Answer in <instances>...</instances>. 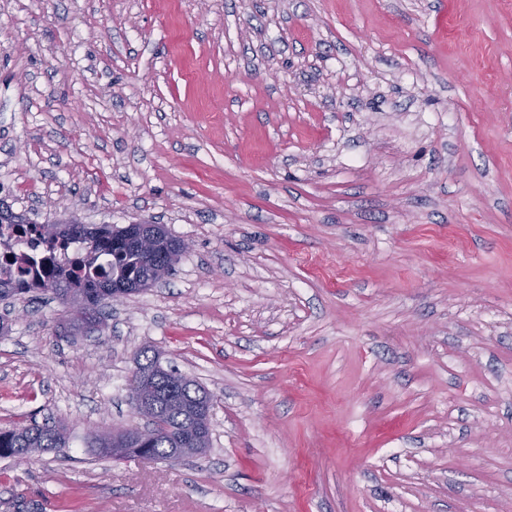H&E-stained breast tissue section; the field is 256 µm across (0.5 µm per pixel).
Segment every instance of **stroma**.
<instances>
[{"label":"stroma","mask_w":512,"mask_h":512,"mask_svg":"<svg viewBox=\"0 0 512 512\" xmlns=\"http://www.w3.org/2000/svg\"><path fill=\"white\" fill-rule=\"evenodd\" d=\"M0 199L165 225L102 331L0 335V512H512V0H0ZM206 453L94 458L143 348ZM68 441L66 428L30 420L25 425L0 430V457L23 461L33 453L66 448Z\"/></svg>","instance_id":"stroma-1"}]
</instances>
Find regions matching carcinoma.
<instances>
[{
  "label": "carcinoma",
  "instance_id": "obj_1",
  "mask_svg": "<svg viewBox=\"0 0 512 512\" xmlns=\"http://www.w3.org/2000/svg\"><path fill=\"white\" fill-rule=\"evenodd\" d=\"M30 224L34 231L48 236L50 248L63 247L71 241L81 242L83 251L66 264L49 263L32 279L23 276L0 278V294L24 295L34 291L50 292L61 301L72 294L86 296L94 314L112 299L115 291L133 292L138 284L154 277L167 263L169 256L180 255L183 241L169 233L152 237L149 224H38L9 210L0 209L1 224ZM152 239L153 254H148L142 242ZM148 379V396L155 408V437L145 443L130 433L96 434L91 448L100 457H112V438L124 440V447L151 460H167L172 448H183L197 439L196 447L207 448L210 436L205 426L194 427L195 419L204 416L206 390L191 379L181 384L162 365L150 362L143 366ZM68 444L66 428L31 421L8 430H0V457L22 461L34 453L64 448Z\"/></svg>",
  "mask_w": 512,
  "mask_h": 512
}]
</instances>
